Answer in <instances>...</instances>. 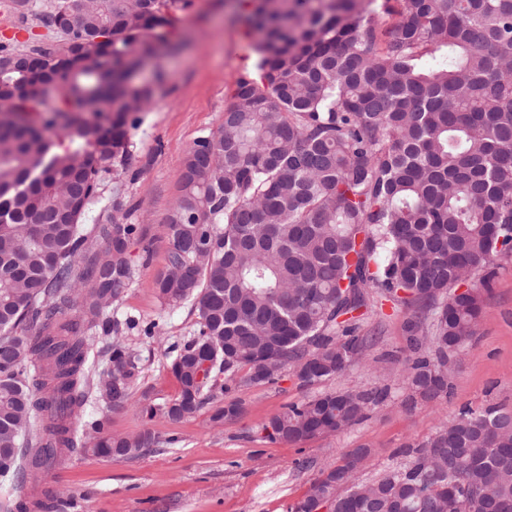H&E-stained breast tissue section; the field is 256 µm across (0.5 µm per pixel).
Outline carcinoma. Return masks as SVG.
<instances>
[{
  "label": "carcinoma",
  "mask_w": 512,
  "mask_h": 512,
  "mask_svg": "<svg viewBox=\"0 0 512 512\" xmlns=\"http://www.w3.org/2000/svg\"><path fill=\"white\" fill-rule=\"evenodd\" d=\"M254 70L218 126L180 166L166 264L168 304L192 303L198 329L176 348V397L140 413L173 422L212 408L234 379L304 387L364 357L371 295L413 313L404 407L451 394L448 364L476 335V274L512 255V0H248ZM393 17L385 29L372 15ZM53 49L0 44V476L24 480L72 451L140 456L150 432L105 419L72 428L90 388L126 410L135 363L112 340L109 368H86L78 324L119 333L107 308L134 273L142 229L112 216L82 259L80 224L106 175L132 159V114L156 88L140 60L172 35L166 0H56L40 17ZM451 58L428 65L427 59ZM210 361L208 369L202 362ZM388 388L329 390L285 407L267 437L301 443L368 418ZM369 450L348 451L312 484L332 512H512V409H464L361 482Z\"/></svg>",
  "instance_id": "carcinoma-1"
}]
</instances>
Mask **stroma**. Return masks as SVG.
<instances>
[{
  "label": "stroma",
  "instance_id": "1",
  "mask_svg": "<svg viewBox=\"0 0 512 512\" xmlns=\"http://www.w3.org/2000/svg\"><path fill=\"white\" fill-rule=\"evenodd\" d=\"M51 0H28L15 9L0 0V43L45 35L38 24ZM176 21L175 46L158 64L142 72L156 81L157 96L138 113L131 130L129 169L108 176L82 219L86 228L106 223L121 205L128 223L140 225L142 239L130 248L134 280L108 314L123 321L120 340L135 365L131 403L108 414L96 393H88L77 425L109 416L113 432L148 429L161 438L158 447L132 459H101L73 453L39 478L37 486L63 491L55 512H288L321 472L336 466L347 451L364 446L371 455L360 478L372 480L398 460L406 443L424 439L462 408H512V256L497 259L485 294L484 318L459 362L450 365L452 394L438 407H402L408 311L375 300L358 334L366 341L364 359L340 377L300 386L291 372L276 382L232 386L225 401L240 402L241 418L215 426L210 408L179 423L137 410L143 393L159 402L178 392L169 370L174 346L197 330L191 303L162 304L153 279L163 268L168 246V217L179 194L180 163L200 136L218 126L236 80L252 69L257 55L247 33V12L236 0H167ZM389 388L384 405L346 432L300 444L273 441L262 429L289 403L327 390Z\"/></svg>",
  "mask_w": 512,
  "mask_h": 512
}]
</instances>
